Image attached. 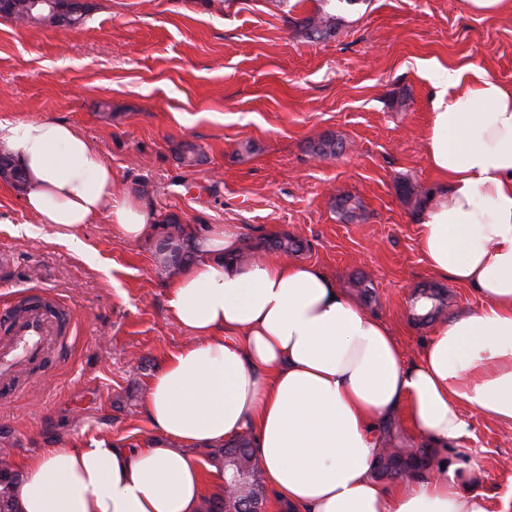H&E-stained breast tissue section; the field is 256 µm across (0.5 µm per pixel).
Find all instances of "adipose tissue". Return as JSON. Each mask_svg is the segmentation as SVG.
Listing matches in <instances>:
<instances>
[{
  "instance_id": "ef3b65f1",
  "label": "adipose tissue",
  "mask_w": 512,
  "mask_h": 512,
  "mask_svg": "<svg viewBox=\"0 0 512 512\" xmlns=\"http://www.w3.org/2000/svg\"><path fill=\"white\" fill-rule=\"evenodd\" d=\"M436 92L424 149L442 189L419 247L430 272L484 301L436 328L407 360L385 321L318 267L270 254L243 261L239 234L211 225L182 243L191 258L168 290L171 320L194 343L150 379L146 448L103 441L26 458L18 512H199L221 470L192 447L248 438L277 512H488L476 464L446 457L470 435L466 411L512 428V89L486 73L427 64ZM0 147L25 177L37 223L74 252L108 220L132 244L150 237L141 197L71 124L0 121ZM406 414L435 463L383 483L381 426Z\"/></svg>"
}]
</instances>
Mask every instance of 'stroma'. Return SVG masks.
Listing matches in <instances>:
<instances>
[{"label": "stroma", "instance_id": "stroma-1", "mask_svg": "<svg viewBox=\"0 0 512 512\" xmlns=\"http://www.w3.org/2000/svg\"><path fill=\"white\" fill-rule=\"evenodd\" d=\"M88 2L71 31L0 18V119L72 124L157 225L139 244L109 221L87 225L94 268L46 227L16 235L32 218L22 190L0 178V306L39 288L77 323L69 348L26 371L24 393L0 398V449L12 465L44 448L154 441L147 382L192 340L169 318L174 266L157 258L178 227L221 224L269 254L295 241L290 258L320 267L383 318L409 360L435 323L481 306L470 288L427 269L421 213L399 187L439 189L423 148L434 91L424 62L512 87V15L475 14L465 0H342L335 37L314 41L301 22L321 0ZM328 134L343 149L317 156L312 146ZM184 141L198 146L199 164L180 163ZM340 195L359 200L361 220L341 219ZM432 286L445 304L421 325L409 305ZM466 417L471 435L448 459L477 463L478 489L498 512L512 492V430Z\"/></svg>", "mask_w": 512, "mask_h": 512}]
</instances>
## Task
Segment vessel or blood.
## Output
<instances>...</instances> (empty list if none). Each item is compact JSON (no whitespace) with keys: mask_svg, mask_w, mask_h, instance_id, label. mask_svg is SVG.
<instances>
[{"mask_svg":"<svg viewBox=\"0 0 512 512\" xmlns=\"http://www.w3.org/2000/svg\"><path fill=\"white\" fill-rule=\"evenodd\" d=\"M22 301L23 309L12 304L0 309V392L8 395L20 390L15 382L18 366L43 363L62 347L72 327L69 310L42 292L25 290Z\"/></svg>","mask_w":512,"mask_h":512,"instance_id":"obj_1","label":"vessel or blood"}]
</instances>
